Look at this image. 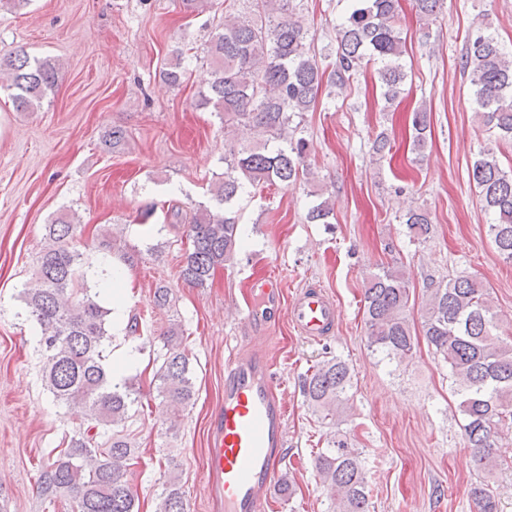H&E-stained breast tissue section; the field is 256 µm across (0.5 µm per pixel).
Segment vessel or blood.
Here are the masks:
<instances>
[{
  "label": "vessel or blood",
  "mask_w": 512,
  "mask_h": 512,
  "mask_svg": "<svg viewBox=\"0 0 512 512\" xmlns=\"http://www.w3.org/2000/svg\"><path fill=\"white\" fill-rule=\"evenodd\" d=\"M248 308L236 310L240 324L260 328L266 309L281 304L276 275L251 285ZM290 320L309 340L326 337L338 320L334 301L321 289H306L290 301ZM273 361L240 349L224 367V405L210 436L209 467L224 512H268L288 445V405Z\"/></svg>",
  "instance_id": "1"
}]
</instances>
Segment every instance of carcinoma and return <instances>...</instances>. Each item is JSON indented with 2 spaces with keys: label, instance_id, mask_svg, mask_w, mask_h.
Listing matches in <instances>:
<instances>
[{
  "label": "carcinoma",
  "instance_id": "carcinoma-1",
  "mask_svg": "<svg viewBox=\"0 0 512 512\" xmlns=\"http://www.w3.org/2000/svg\"><path fill=\"white\" fill-rule=\"evenodd\" d=\"M252 2L248 14L225 4L224 20L214 27L206 48L211 72L199 105L212 108L224 128L248 126L259 140L225 152L224 173L211 183L216 207L202 206L190 217V247L183 254L180 278L194 287L205 286L240 250L234 211L240 196L314 178L306 139L292 138L289 130L294 118L315 109L323 87L341 91L372 65L387 109L400 98L407 78L399 0H345L346 13L334 40L319 49L302 23L305 0ZM443 4L417 0L422 26ZM6 67L7 87L22 111L39 106L58 77L55 61L32 59L23 51L10 54ZM462 69L474 112L496 130L498 140L512 142V50L505 49L485 14L466 37ZM427 131L428 114L413 113L412 150L418 156L426 147ZM472 178L491 216L488 233L503 259L512 262V167L503 168L489 147L474 161ZM332 213L324 199L309 209L307 218L326 224ZM404 224L412 237L420 238L429 233L431 219L427 211L411 209ZM80 232L81 225L62 216L45 225L37 264L40 287L23 292L28 312L41 328L39 348L49 392L61 404H82L90 421L42 467L39 493L50 500L68 497L77 512H139L138 495L127 478L136 448L126 433L138 391L131 381H113L112 369L104 364V349L112 342V309L94 299L88 277L99 282L112 272L84 270L82 254L69 246ZM410 301L403 267L382 265L367 276L369 348L390 360L412 356L417 336L407 316ZM498 322L487 288L467 275L431 289L425 300L424 336L448 363L464 439L484 468L494 467L499 432L512 427V336L499 335ZM163 339L166 352L153 380L157 396L177 416L191 405L195 382L177 328L170 327ZM350 386L348 364L332 356L313 366L302 388L315 411L333 417ZM328 445L316 455L315 472L337 512H370L362 449L334 436ZM473 495L478 512H498L494 496L483 486H475ZM158 500L156 512H185L178 477L165 482Z\"/></svg>",
  "mask_w": 512,
  "mask_h": 512
}]
</instances>
